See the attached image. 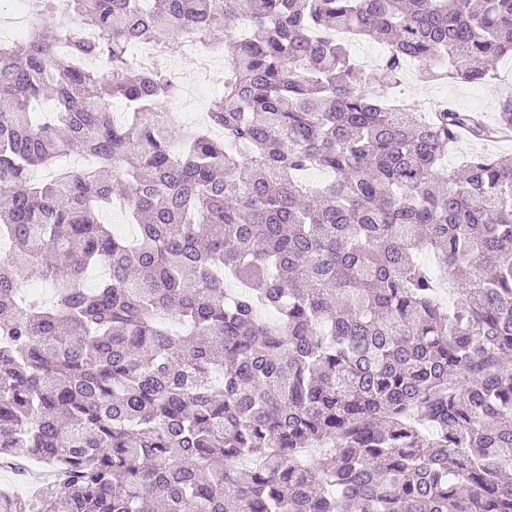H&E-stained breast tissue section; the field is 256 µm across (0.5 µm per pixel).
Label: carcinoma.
<instances>
[{
  "label": "carcinoma",
  "mask_w": 512,
  "mask_h": 512,
  "mask_svg": "<svg viewBox=\"0 0 512 512\" xmlns=\"http://www.w3.org/2000/svg\"><path fill=\"white\" fill-rule=\"evenodd\" d=\"M233 2L33 0L0 46V463L63 477L0 512H512V162L442 164L511 134L512 96L489 122L372 87L494 79L512 0ZM188 29L234 78L183 133L129 48ZM338 32L384 44L379 76Z\"/></svg>",
  "instance_id": "obj_1"
}]
</instances>
